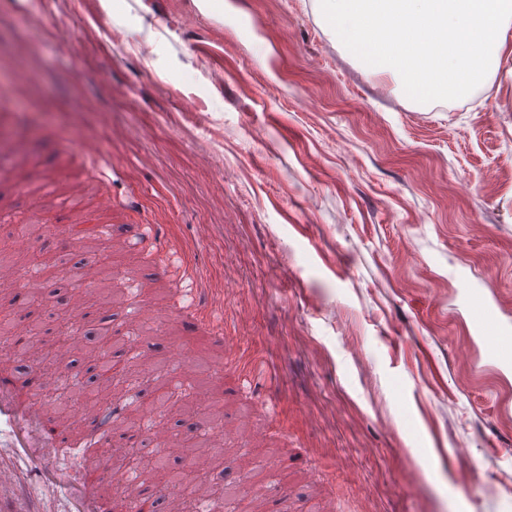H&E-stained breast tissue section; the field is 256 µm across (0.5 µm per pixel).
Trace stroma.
Listing matches in <instances>:
<instances>
[{
    "instance_id": "35a3bbf8",
    "label": "stroma",
    "mask_w": 512,
    "mask_h": 512,
    "mask_svg": "<svg viewBox=\"0 0 512 512\" xmlns=\"http://www.w3.org/2000/svg\"><path fill=\"white\" fill-rule=\"evenodd\" d=\"M17 2L0 0V250L36 224L34 255L80 261L73 216L111 192L98 223L147 240L99 259L123 296L88 298L76 331L116 328L142 297L135 265L161 288L130 398L152 400L154 361L179 348L176 396L203 377L229 389L203 427L172 408L138 417L134 459L158 453L160 428L229 442L198 474L237 488L215 512L258 490L281 512H512V367L461 303L486 280L512 316V60L420 105L368 75L313 0ZM32 269H15V323L51 344L69 281L28 290ZM178 300L214 326L169 319ZM244 415L263 447L240 438Z\"/></svg>"
}]
</instances>
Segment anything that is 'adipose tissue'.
<instances>
[{"mask_svg": "<svg viewBox=\"0 0 512 512\" xmlns=\"http://www.w3.org/2000/svg\"><path fill=\"white\" fill-rule=\"evenodd\" d=\"M406 0H316L337 40L370 75L419 101L465 95L512 57V0H420L432 27L404 26Z\"/></svg>", "mask_w": 512, "mask_h": 512, "instance_id": "obj_1", "label": "adipose tissue"}]
</instances>
